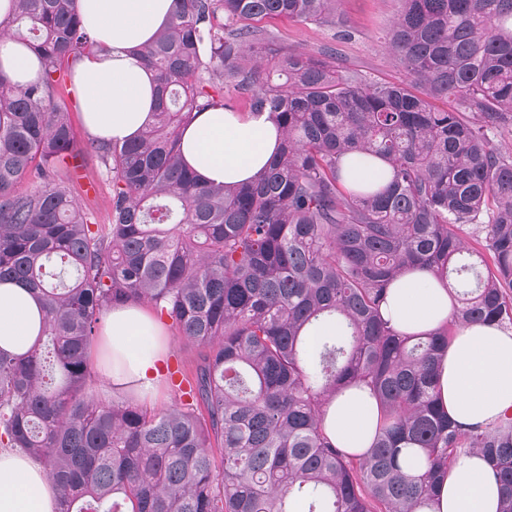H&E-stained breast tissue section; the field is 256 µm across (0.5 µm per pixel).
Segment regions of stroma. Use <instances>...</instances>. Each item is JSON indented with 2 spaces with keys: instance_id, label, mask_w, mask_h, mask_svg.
<instances>
[{
  "instance_id": "35a3bbf8",
  "label": "stroma",
  "mask_w": 512,
  "mask_h": 512,
  "mask_svg": "<svg viewBox=\"0 0 512 512\" xmlns=\"http://www.w3.org/2000/svg\"><path fill=\"white\" fill-rule=\"evenodd\" d=\"M401 9L402 0H341L340 10L350 26L344 38L336 29L316 22L281 19L265 24L264 29L275 42L308 53L335 47L337 68L350 77L397 83L404 72L388 47L387 33ZM71 191L96 223H109L112 183L96 154L85 156Z\"/></svg>"
}]
</instances>
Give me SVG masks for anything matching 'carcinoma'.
<instances>
[{
	"label": "carcinoma",
	"mask_w": 512,
	"mask_h": 512,
	"mask_svg": "<svg viewBox=\"0 0 512 512\" xmlns=\"http://www.w3.org/2000/svg\"><path fill=\"white\" fill-rule=\"evenodd\" d=\"M403 2L389 45L406 82L387 84L261 43L278 18L348 35L339 0H175L138 52L156 81L148 129L89 143L112 179L96 225L70 190L67 160L85 151L55 102L95 39L77 0H11L0 39L24 36L43 73L20 85L0 70V282L36 295L43 327L25 352L0 349V446L43 465L59 512H419L471 454L512 512V416L464 429L436 398L458 325L512 329V155L494 143L512 129V0ZM239 96L280 150L248 183L203 184L180 129ZM346 157L387 168L350 188ZM412 268L450 287L435 331L382 316ZM117 302L150 305L200 348L190 402L90 393L87 351ZM362 385L383 425L358 455L328 438L323 407Z\"/></svg>",
	"instance_id": "obj_1"
}]
</instances>
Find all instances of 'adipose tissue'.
Returning a JSON list of instances; mask_svg holds the SVG:
<instances>
[{"label": "adipose tissue", "mask_w": 512, "mask_h": 512, "mask_svg": "<svg viewBox=\"0 0 512 512\" xmlns=\"http://www.w3.org/2000/svg\"><path fill=\"white\" fill-rule=\"evenodd\" d=\"M97 41L93 56L74 65L84 126L105 142L140 137L155 106L151 73L133 51L168 22L173 0H78ZM0 67L19 83L38 80L41 64L21 35L0 40ZM281 135L266 116L208 109L196 113L179 135L185 165L205 183L242 184L277 151ZM453 312L448 285L432 273L405 272L389 286L384 318L409 333L448 322ZM42 327L34 296L0 284V348L21 353ZM169 348L159 319L146 307L117 303L105 314L89 354L93 377L110 395L155 401L164 381ZM439 401L456 424L489 426L512 413V333L490 325L460 326L448 345L438 380ZM327 436L347 452L369 448L380 411L368 389L346 390L325 407ZM499 488L477 455L461 457L441 487L432 512H497ZM57 493L44 468L18 450L0 451V512H58Z\"/></svg>", "instance_id": "obj_1"}]
</instances>
